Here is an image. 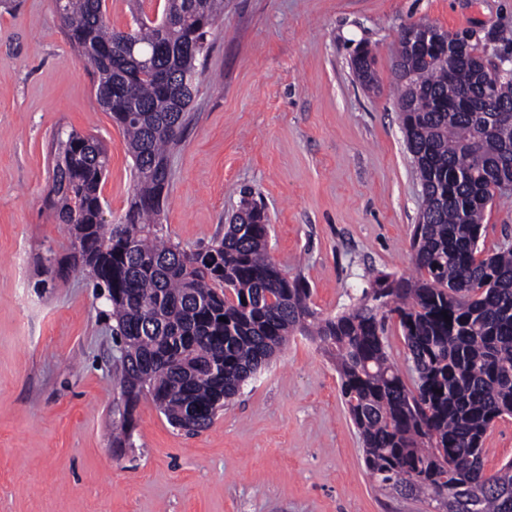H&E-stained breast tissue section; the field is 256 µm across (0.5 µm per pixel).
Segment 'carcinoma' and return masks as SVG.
Wrapping results in <instances>:
<instances>
[{
  "label": "carcinoma",
  "instance_id": "carcinoma-1",
  "mask_svg": "<svg viewBox=\"0 0 512 512\" xmlns=\"http://www.w3.org/2000/svg\"><path fill=\"white\" fill-rule=\"evenodd\" d=\"M55 2L134 162L133 201L108 224L105 148L92 135L59 132L47 193L73 267L107 291L126 402L148 395L173 426L195 421L196 434L289 337L308 336L336 356L380 488L422 496L435 512H512V460L493 474L483 466L490 425L512 417V241L480 245L488 205L512 187V123L495 111L512 107V82L498 81L486 47L511 56L512 32L459 30L465 50L450 61L430 40L415 53L399 36L398 106L423 196L414 273L381 272L353 307L322 317L304 277L272 260L256 201L243 197L207 246L186 250L164 237V163L190 121L196 61L224 0H165L158 22L131 0L129 31L109 25L105 0ZM394 323L410 354V386L389 353Z\"/></svg>",
  "mask_w": 512,
  "mask_h": 512
}]
</instances>
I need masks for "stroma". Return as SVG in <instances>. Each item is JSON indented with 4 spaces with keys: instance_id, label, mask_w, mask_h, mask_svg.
<instances>
[{
    "instance_id": "35a3bbf8",
    "label": "stroma",
    "mask_w": 512,
    "mask_h": 512,
    "mask_svg": "<svg viewBox=\"0 0 512 512\" xmlns=\"http://www.w3.org/2000/svg\"><path fill=\"white\" fill-rule=\"evenodd\" d=\"M426 22L512 31V0H224L197 61V92L162 212L186 249L223 235L243 191L271 222L268 250L333 315L373 273H409L421 187L392 88L397 39ZM376 59L364 89L350 59ZM97 77L75 57L54 0L0 12V512H433L379 490L340 392L336 361L291 337L207 430L172 427L151 399L126 409L111 308L67 261L44 198L57 130L109 157L105 217H123L134 168ZM129 420L131 445L112 427ZM512 459V417L484 442Z\"/></svg>"
}]
</instances>
